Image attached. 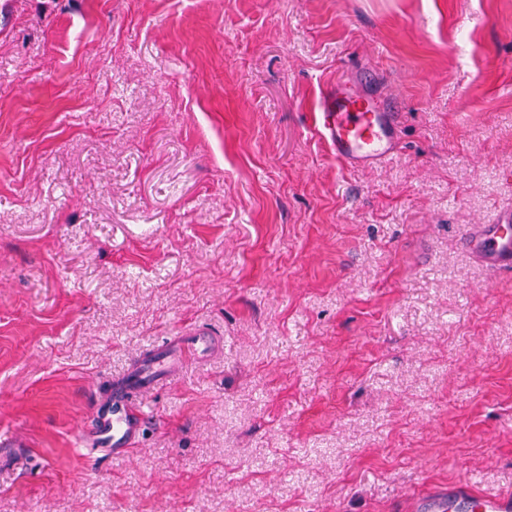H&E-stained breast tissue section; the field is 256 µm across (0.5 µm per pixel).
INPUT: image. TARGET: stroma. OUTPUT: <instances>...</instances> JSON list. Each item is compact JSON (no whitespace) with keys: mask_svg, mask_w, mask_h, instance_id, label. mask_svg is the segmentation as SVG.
<instances>
[{"mask_svg":"<svg viewBox=\"0 0 512 512\" xmlns=\"http://www.w3.org/2000/svg\"><path fill=\"white\" fill-rule=\"evenodd\" d=\"M400 103L353 171L320 90ZM512 0H0V512H393L512 491ZM199 321L224 347L135 449L89 388ZM465 248L497 272H512V224L509 212L496 224H470L462 236ZM409 512H511L512 493H485L474 489L469 480L447 486H433L411 497Z\"/></svg>","mask_w":512,"mask_h":512,"instance_id":"stroma-1","label":"stroma"}]
</instances>
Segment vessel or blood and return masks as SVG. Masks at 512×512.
Returning <instances> with one entry per match:
<instances>
[{
  "mask_svg": "<svg viewBox=\"0 0 512 512\" xmlns=\"http://www.w3.org/2000/svg\"><path fill=\"white\" fill-rule=\"evenodd\" d=\"M315 129L336 162L347 169L386 163L400 139V115L380 97L358 94L345 79L324 87L315 114ZM465 248L497 272H512V221L468 225ZM224 345L223 336L199 322L148 349L126 372L113 378L109 398L87 424L76 431L75 443L101 454L127 452L148 420L147 403L162 380L190 364L207 362ZM406 512H512V493H485L470 481L433 486L411 497Z\"/></svg>",
  "mask_w": 512,
  "mask_h": 512,
  "instance_id": "vessel-or-blood-1",
  "label": "vessel or blood"
}]
</instances>
